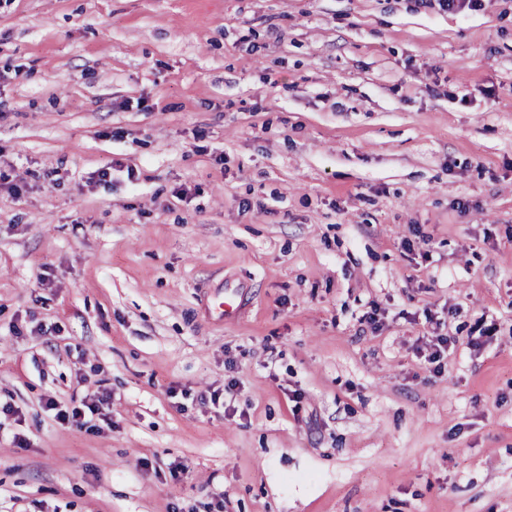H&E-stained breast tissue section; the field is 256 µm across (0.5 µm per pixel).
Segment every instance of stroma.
Here are the masks:
<instances>
[{"label":"stroma","instance_id":"stroma-1","mask_svg":"<svg viewBox=\"0 0 512 512\" xmlns=\"http://www.w3.org/2000/svg\"><path fill=\"white\" fill-rule=\"evenodd\" d=\"M0 401V512H512V0H0ZM111 399L110 395H102L101 398L97 400L98 403L92 405L81 404L80 406H73L71 409L68 407L58 409L56 406V402L54 399H48L46 404L49 408L53 410H57L56 418L61 425H71L76 427H84L89 422H91V418L93 415H98L103 424L107 427L111 428L112 426V417L110 413H103L102 409L104 405L109 409V400ZM86 408L89 412V415L86 417Z\"/></svg>","mask_w":512,"mask_h":512}]
</instances>
